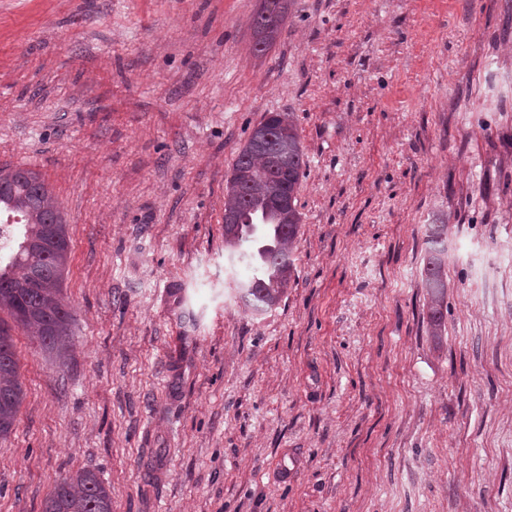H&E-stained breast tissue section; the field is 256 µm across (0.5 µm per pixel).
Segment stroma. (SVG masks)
Here are the masks:
<instances>
[{
  "label": "stroma",
  "mask_w": 512,
  "mask_h": 512,
  "mask_svg": "<svg viewBox=\"0 0 512 512\" xmlns=\"http://www.w3.org/2000/svg\"><path fill=\"white\" fill-rule=\"evenodd\" d=\"M262 7L0 0V167L58 202L75 319L62 363L12 331L0 512L80 469L112 512H512V0H289L257 54ZM270 112L305 166L294 276L258 314L224 191ZM425 244L422 281L428 299L427 322L431 335L441 336L448 315V283L444 272L448 224H429Z\"/></svg>",
  "instance_id": "35a3bbf8"
}]
</instances>
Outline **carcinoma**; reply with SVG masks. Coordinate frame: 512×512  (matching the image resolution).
<instances>
[{
	"mask_svg": "<svg viewBox=\"0 0 512 512\" xmlns=\"http://www.w3.org/2000/svg\"><path fill=\"white\" fill-rule=\"evenodd\" d=\"M282 8V0H264L255 28L273 32ZM303 166L296 124L289 114L278 112L253 130L227 182L224 212L234 223L224 228L225 248L242 249L247 230L258 224L278 228L274 248L267 254L265 278L257 283L248 278L238 287L257 311L279 304L294 273L293 244L300 221L295 200ZM9 216L19 218L21 233L13 236L7 262L0 263V313L7 314L0 317V442L13 434L24 398L13 327L32 333L44 352L60 359L70 346L74 323L61 300L70 258L67 225L39 173L21 167L0 169V221ZM425 244L427 322L431 335L439 336L448 315V225H428ZM41 512H112V500L96 472L80 469L55 484Z\"/></svg>",
	"mask_w": 512,
	"mask_h": 512,
	"instance_id": "1",
	"label": "carcinoma"
}]
</instances>
